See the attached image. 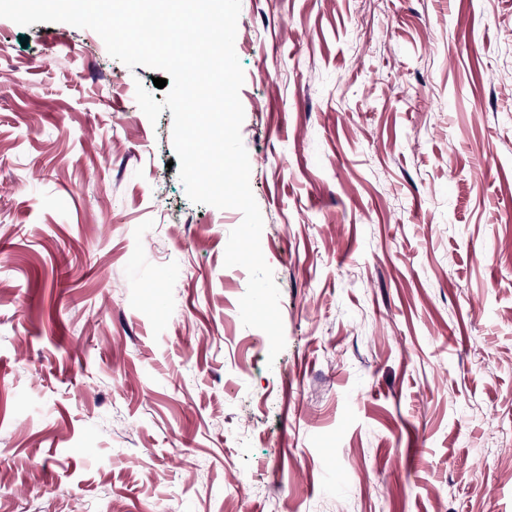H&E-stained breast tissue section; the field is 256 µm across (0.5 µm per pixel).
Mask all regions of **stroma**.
<instances>
[{
	"label": "stroma",
	"instance_id": "stroma-1",
	"mask_svg": "<svg viewBox=\"0 0 512 512\" xmlns=\"http://www.w3.org/2000/svg\"><path fill=\"white\" fill-rule=\"evenodd\" d=\"M240 211L158 70L0 18V512H512V0H241Z\"/></svg>",
	"mask_w": 512,
	"mask_h": 512
}]
</instances>
